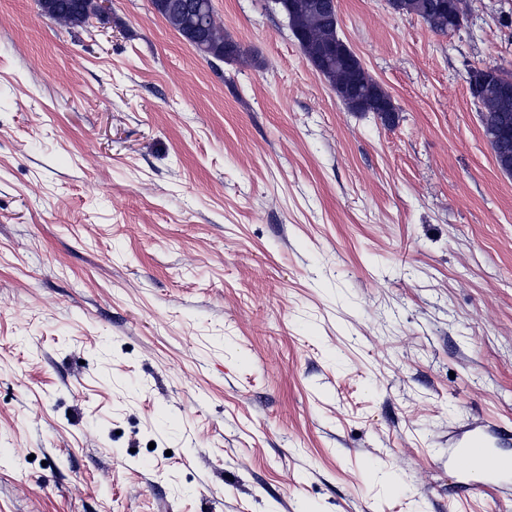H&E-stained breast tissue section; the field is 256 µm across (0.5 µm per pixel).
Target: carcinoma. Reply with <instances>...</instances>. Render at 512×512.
Masks as SVG:
<instances>
[{
    "mask_svg": "<svg viewBox=\"0 0 512 512\" xmlns=\"http://www.w3.org/2000/svg\"><path fill=\"white\" fill-rule=\"evenodd\" d=\"M165 8L159 9L160 16L179 33L203 57L222 61L238 59L241 46L224 34V26L218 21L212 0H163ZM305 0H293L292 8L285 12L288 26L293 35L301 36L299 44L304 55L318 72L339 94L348 88L353 96L361 99L357 106L342 100L352 112H375L392 103L391 97L380 84L365 70L363 65L336 57L332 52L324 60L317 61V55L330 45H342L338 34V15L327 9L312 10L303 5ZM401 12L420 17L430 30L446 32L448 9L464 14L463 0H401ZM41 14L67 26H80L99 12L95 0H38ZM481 123L485 129H496L503 114L512 118V97L500 99L492 88H487L479 100Z\"/></svg>",
    "mask_w": 512,
    "mask_h": 512,
    "instance_id": "carcinoma-1",
    "label": "carcinoma"
}]
</instances>
